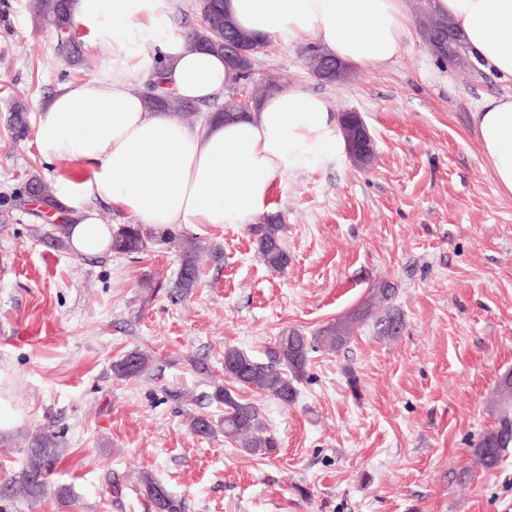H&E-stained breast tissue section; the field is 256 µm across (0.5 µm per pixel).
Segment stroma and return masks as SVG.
I'll return each instance as SVG.
<instances>
[{"instance_id": "obj_1", "label": "stroma", "mask_w": 512, "mask_h": 512, "mask_svg": "<svg viewBox=\"0 0 512 512\" xmlns=\"http://www.w3.org/2000/svg\"><path fill=\"white\" fill-rule=\"evenodd\" d=\"M28 3L0 0V368L20 417L0 432V481L23 469L44 426L61 455L39 500H0V512H153L144 470L185 512H512V450L491 470L472 454L498 425L493 394L512 371V196L496 185L472 114L512 83L477 61L456 68L416 31L392 63L353 69L342 85L308 69L310 42H271L250 80L209 108L276 79L321 95L333 114L359 112L373 159L361 168L343 152L277 178L268 214L283 226V270L258 257L246 225L182 228L221 251L182 294L162 239L131 256L53 250L42 241L49 221L19 204L30 177L52 184L76 167L45 162L36 134L14 140L13 102L37 111L62 85L100 77L110 53L106 37L79 27L88 66L68 64ZM380 282L396 290L398 338L353 324L343 348L311 353L293 404L258 398L280 442L270 458L190 431V414L224 413L207 396L225 382V346L260 357L283 330L317 335ZM133 349L150 368L116 378L113 364ZM171 390L193 404L179 407Z\"/></svg>"}]
</instances>
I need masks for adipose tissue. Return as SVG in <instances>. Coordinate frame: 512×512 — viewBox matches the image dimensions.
I'll use <instances>...</instances> for the list:
<instances>
[{
    "label": "adipose tissue",
    "mask_w": 512,
    "mask_h": 512,
    "mask_svg": "<svg viewBox=\"0 0 512 512\" xmlns=\"http://www.w3.org/2000/svg\"><path fill=\"white\" fill-rule=\"evenodd\" d=\"M236 24L262 40L318 42L354 67H383L401 53L413 20L406 0H227ZM471 55L512 81V0H433ZM74 22L108 35L103 77L59 88L37 112V146L48 161L89 163L92 178L62 177L60 205L76 213L70 249L112 250V227L93 208L104 199L154 229L245 224L269 208L274 181L315 157L339 152L343 138L327 102L295 88L266 97L248 118L193 129L149 110L130 67L133 46L155 39L167 88L211 100L236 74L222 55L189 50L169 35V0H73ZM500 191L512 194V94L491 96L472 114Z\"/></svg>",
    "instance_id": "1"
}]
</instances>
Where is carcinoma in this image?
<instances>
[{"instance_id": "obj_1", "label": "carcinoma", "mask_w": 512, "mask_h": 512, "mask_svg": "<svg viewBox=\"0 0 512 512\" xmlns=\"http://www.w3.org/2000/svg\"><path fill=\"white\" fill-rule=\"evenodd\" d=\"M201 19L199 24L186 34L187 47L195 51L224 52V30H229L249 50L246 58L224 59L240 79L251 76L255 55L268 42H259L251 33L240 29L224 7V0H199ZM30 12L35 27H50L56 35L57 50L71 64L82 62L78 45L73 35L70 0H31ZM165 83V69H156L151 75V85L146 88L145 102L150 110L160 109L181 116L187 112L200 111L193 101L163 95L160 89ZM28 108L22 101L14 103L9 123L15 138L28 137L30 126ZM243 116L240 102L230 98L224 107L208 114L217 120H234ZM69 218L55 224L45 235L48 246L55 250L67 249L66 227ZM281 225L271 217L264 224L250 225L257 252L263 262L273 270L288 265V253L280 238ZM155 237L153 229L143 224H123L112 233V251L122 254H139L145 251ZM168 240L178 242L180 248L179 276L174 287L184 293L196 287L200 278L202 248L189 239L178 238L168 229L164 234ZM395 289L380 284L369 291L368 297L351 314L339 318L326 326L319 335L307 337L289 329L278 336L273 347L259 360L250 353L233 345L224 346V376L228 383L218 385L209 395V400L224 408V417L218 422L205 415L191 418V430L200 436L209 437L217 432L236 444L245 454L266 457L279 448V440L266 427L259 404L242 399L238 390L252 389L271 396L280 403H294L298 385L307 373L309 353L317 346L339 349L349 340L351 324L371 319L383 337L395 338L403 329L400 313L391 305ZM151 359L139 350L125 354L112 365L113 374L119 379H131L141 375L149 367ZM497 403H512V372H506L498 380ZM512 445V418L504 416L499 426L486 432L472 449L477 462L486 469L496 467ZM59 459V435L48 425L36 434L28 453L26 466L17 474L0 484V500L37 499L45 490L47 480ZM140 482L144 493L151 501L155 512H184L182 500L173 496L165 485L151 473L144 471Z\"/></svg>"}]
</instances>
